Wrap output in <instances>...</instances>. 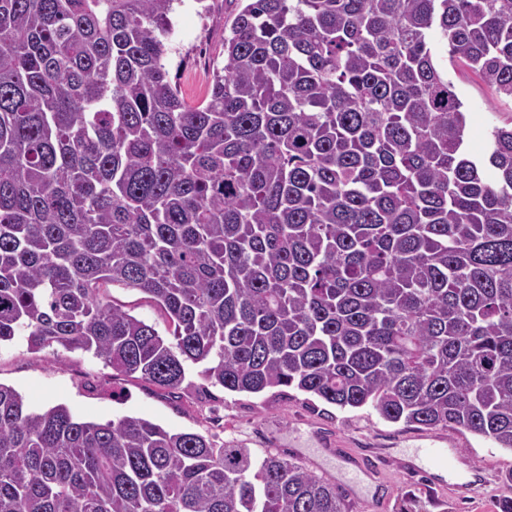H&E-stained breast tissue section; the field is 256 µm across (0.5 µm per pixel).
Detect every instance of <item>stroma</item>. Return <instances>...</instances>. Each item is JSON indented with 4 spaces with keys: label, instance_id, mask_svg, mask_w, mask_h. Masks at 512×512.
Segmentation results:
<instances>
[{
    "label": "stroma",
    "instance_id": "35a3bbf8",
    "mask_svg": "<svg viewBox=\"0 0 512 512\" xmlns=\"http://www.w3.org/2000/svg\"><path fill=\"white\" fill-rule=\"evenodd\" d=\"M238 0H179L164 38L165 68L191 103L202 100L214 70L224 65V29ZM448 79L468 114L466 148L481 159L491 126L512 120V100L499 96L465 63L449 61ZM0 383L21 393L28 409L67 405L96 422L142 417L172 431L197 432L217 443L237 442L263 456L283 453L326 483L342 489L350 512H498L496 502L512 491V450L451 428L420 429L383 420L372 408L343 410L293 387L260 394L237 393L205 381L188 367L185 387L171 393L116 374L92 354L60 347L30 350L26 337L0 344ZM447 448L453 478L415 471L408 448L424 442ZM373 462L369 484L349 482L337 456Z\"/></svg>",
    "mask_w": 512,
    "mask_h": 512
}]
</instances>
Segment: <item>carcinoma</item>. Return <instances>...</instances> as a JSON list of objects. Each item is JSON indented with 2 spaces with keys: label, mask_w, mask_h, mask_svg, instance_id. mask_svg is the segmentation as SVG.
I'll return each instance as SVG.
<instances>
[{
  "label": "carcinoma",
  "mask_w": 512,
  "mask_h": 512,
  "mask_svg": "<svg viewBox=\"0 0 512 512\" xmlns=\"http://www.w3.org/2000/svg\"><path fill=\"white\" fill-rule=\"evenodd\" d=\"M175 2L0 0V343L512 449V122L470 156L436 53L512 99V0H244L198 105ZM0 512L349 508L280 454L0 383ZM105 295L109 300L123 306L132 315L155 325L160 332L165 330V321L162 311L147 298L145 294L124 288H107Z\"/></svg>",
  "instance_id": "carcinoma-1"
}]
</instances>
